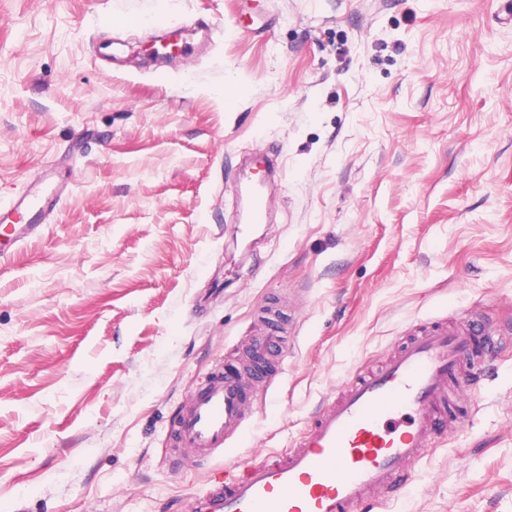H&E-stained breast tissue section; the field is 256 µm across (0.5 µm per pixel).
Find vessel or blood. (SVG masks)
I'll use <instances>...</instances> for the list:
<instances>
[{
  "mask_svg": "<svg viewBox=\"0 0 512 512\" xmlns=\"http://www.w3.org/2000/svg\"><path fill=\"white\" fill-rule=\"evenodd\" d=\"M52 207L50 198L27 195L0 207V236L24 245ZM26 213L33 223H18ZM474 339L471 328L422 331L323 401L290 448L228 461L225 449L250 419L244 402L264 382L281 340L259 336L244 358L226 352L170 429L176 447L198 461H224L195 494L193 512H376L379 494L402 496L412 484L409 463L448 425V387Z\"/></svg>",
  "mask_w": 512,
  "mask_h": 512,
  "instance_id": "b4317fda",
  "label": "vessel or blood"
}]
</instances>
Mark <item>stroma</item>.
<instances>
[{"label": "stroma", "mask_w": 512, "mask_h": 512, "mask_svg": "<svg viewBox=\"0 0 512 512\" xmlns=\"http://www.w3.org/2000/svg\"><path fill=\"white\" fill-rule=\"evenodd\" d=\"M30 191L61 200L0 273V512H187L168 430L271 303L241 457L422 326L512 329V0H0V204ZM449 412L380 512H512V344Z\"/></svg>", "instance_id": "1"}]
</instances>
